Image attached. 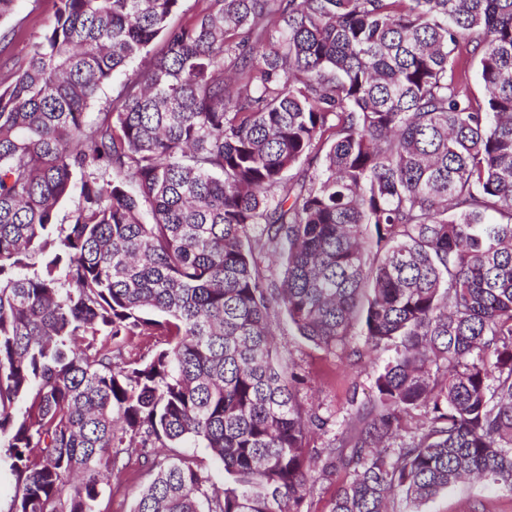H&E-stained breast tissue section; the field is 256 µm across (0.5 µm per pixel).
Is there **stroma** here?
Wrapping results in <instances>:
<instances>
[{
  "instance_id": "stroma-1",
  "label": "stroma",
  "mask_w": 512,
  "mask_h": 512,
  "mask_svg": "<svg viewBox=\"0 0 512 512\" xmlns=\"http://www.w3.org/2000/svg\"><path fill=\"white\" fill-rule=\"evenodd\" d=\"M54 0H18L15 13L0 20L7 58L26 55L31 42L53 19ZM276 343L284 364L295 368L302 378L300 394L316 412L329 418L326 432L315 434L311 445L321 449L340 445L348 436L346 425L371 395L374 373L385 363L387 351H371L355 337L351 345L358 355L343 349L327 351L307 341L288 325H276ZM124 469L114 472L112 492L104 496L100 512H133L136 498L149 476L137 452L125 457ZM314 485L306 497L307 512H330L337 486L344 480L341 470L314 464ZM392 512H512V491L484 479H466L425 503L396 497Z\"/></svg>"
}]
</instances>
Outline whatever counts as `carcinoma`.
Returning <instances> with one entry per match:
<instances>
[{"mask_svg": "<svg viewBox=\"0 0 512 512\" xmlns=\"http://www.w3.org/2000/svg\"><path fill=\"white\" fill-rule=\"evenodd\" d=\"M182 2L55 0L4 62L7 512H100L132 448L133 512H305L327 420L277 361L281 316L393 351L327 448L347 473L330 512L468 476L512 490V0H206L174 23ZM124 336L164 342L127 361Z\"/></svg>", "mask_w": 512, "mask_h": 512, "instance_id": "cac0c4a2", "label": "carcinoma"}]
</instances>
